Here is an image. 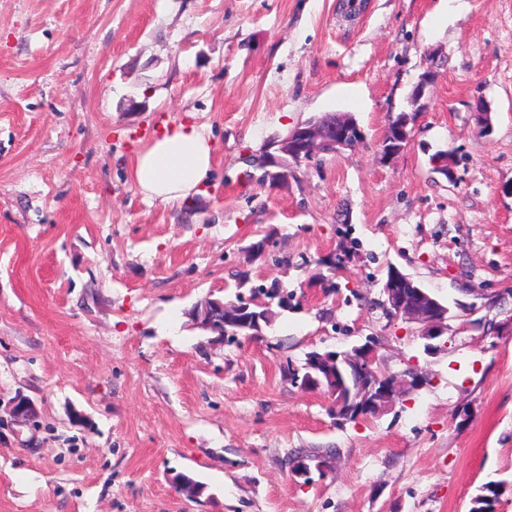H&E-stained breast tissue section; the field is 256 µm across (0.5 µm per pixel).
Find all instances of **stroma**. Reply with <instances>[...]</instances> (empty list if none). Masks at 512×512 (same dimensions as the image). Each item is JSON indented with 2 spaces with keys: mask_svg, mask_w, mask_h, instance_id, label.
Masks as SVG:
<instances>
[{
  "mask_svg": "<svg viewBox=\"0 0 512 512\" xmlns=\"http://www.w3.org/2000/svg\"><path fill=\"white\" fill-rule=\"evenodd\" d=\"M355 2L0 0V512H468L512 483V0ZM327 112L364 140L278 182L247 164ZM184 120L205 194L144 199L136 152ZM391 265L448 306L434 351L385 314ZM238 272L288 306L219 343L191 314ZM369 340L420 379L382 415L337 422L283 371ZM313 448L329 469L293 476ZM437 74L433 70L432 66H427L425 70L420 74L416 85L410 94V102L412 106H416L415 112H418L420 108L425 107L426 103L422 102L426 99V93L430 86H432L436 80ZM403 114H408L403 112ZM411 117L406 115L400 122L389 128L386 137L381 142V152L385 157H391L403 150L409 142L407 127ZM504 481H490L483 484L471 498L469 512H496L501 496L508 490Z\"/></svg>",
  "mask_w": 512,
  "mask_h": 512,
  "instance_id": "obj_1",
  "label": "stroma"
}]
</instances>
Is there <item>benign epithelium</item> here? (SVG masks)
<instances>
[{
    "label": "benign epithelium",
    "mask_w": 512,
    "mask_h": 512,
    "mask_svg": "<svg viewBox=\"0 0 512 512\" xmlns=\"http://www.w3.org/2000/svg\"><path fill=\"white\" fill-rule=\"evenodd\" d=\"M436 77L433 67L425 68L410 94L411 105L418 109L425 107L423 99ZM410 120L411 117L407 115L389 128L381 142L383 156L391 157L406 147ZM363 138L364 133L357 121L351 118L337 120L327 116L317 122L308 121L289 132L278 144L279 155L268 153L264 161L269 166L284 169L292 163L297 165L309 162L320 153L351 149L362 142ZM383 294V304L388 314L394 319L418 325L426 339L439 338L448 331V308L408 275L392 271L384 284ZM342 362L353 365L358 372L356 383L350 386L341 384V387L348 388L345 411L357 418L387 412L399 396L419 383L416 376L405 380L380 372L375 368L374 349L368 344L344 354L341 360L334 352L315 355L312 357L311 368L340 378ZM11 413L16 419L28 420L34 416L35 410L29 399L20 397L14 401Z\"/></svg>",
    "instance_id": "obj_1"
}]
</instances>
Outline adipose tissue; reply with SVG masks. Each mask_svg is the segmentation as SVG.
I'll return each instance as SVG.
<instances>
[{
  "instance_id": "adipose-tissue-1",
  "label": "adipose tissue",
  "mask_w": 512,
  "mask_h": 512,
  "mask_svg": "<svg viewBox=\"0 0 512 512\" xmlns=\"http://www.w3.org/2000/svg\"><path fill=\"white\" fill-rule=\"evenodd\" d=\"M213 144L199 125L181 122L136 154L132 179L144 198L164 204L191 203L213 168Z\"/></svg>"
}]
</instances>
